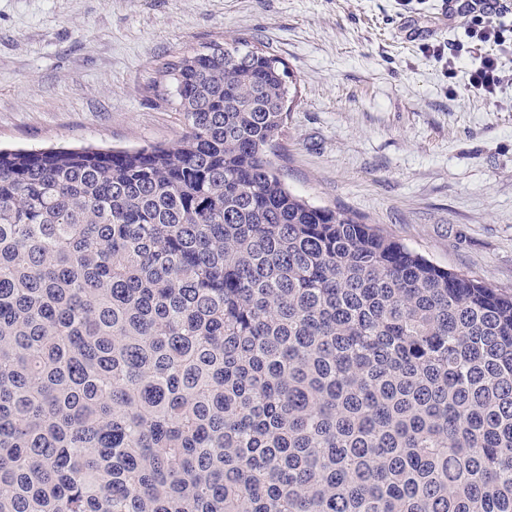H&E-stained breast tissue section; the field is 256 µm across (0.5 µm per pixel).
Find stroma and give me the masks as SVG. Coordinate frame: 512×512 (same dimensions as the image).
Here are the masks:
<instances>
[{
  "label": "stroma",
  "instance_id": "obj_1",
  "mask_svg": "<svg viewBox=\"0 0 512 512\" xmlns=\"http://www.w3.org/2000/svg\"><path fill=\"white\" fill-rule=\"evenodd\" d=\"M445 2L0 0V148L171 143L162 64L244 37L293 76L273 161L295 194L510 292L512 49L475 47L448 80L436 53L471 18ZM491 54L510 75L492 101L466 87Z\"/></svg>",
  "mask_w": 512,
  "mask_h": 512
}]
</instances>
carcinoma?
<instances>
[{"label":"carcinoma","mask_w":512,"mask_h":512,"mask_svg":"<svg viewBox=\"0 0 512 512\" xmlns=\"http://www.w3.org/2000/svg\"><path fill=\"white\" fill-rule=\"evenodd\" d=\"M160 73L168 146L0 149V512H512V294L288 190L276 55Z\"/></svg>","instance_id":"cac0c4a2"}]
</instances>
